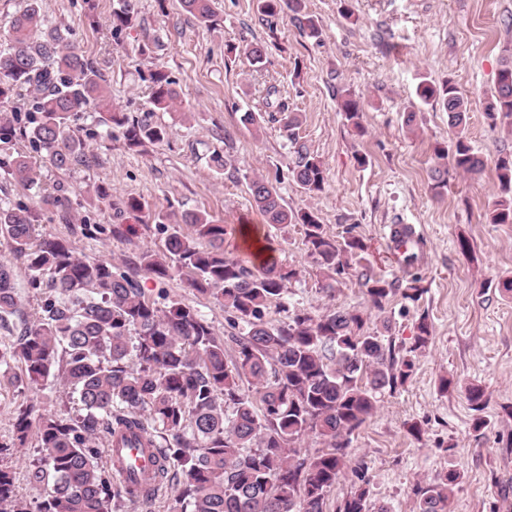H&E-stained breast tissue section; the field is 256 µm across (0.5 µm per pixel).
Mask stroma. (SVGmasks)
Returning a JSON list of instances; mask_svg holds the SVG:
<instances>
[{
    "mask_svg": "<svg viewBox=\"0 0 512 512\" xmlns=\"http://www.w3.org/2000/svg\"><path fill=\"white\" fill-rule=\"evenodd\" d=\"M118 0H43V12L66 29L72 43L91 59L106 81L116 111L149 116L167 129L166 138L138 151L123 139L97 136V115L78 113L73 127L87 130L86 162L67 171L51 167L27 138L12 139V152L26 155L37 180L24 184L0 176V202L22 201L35 213V238L67 240L81 256L121 265L145 249H161L166 234L147 214L127 213L135 197L167 215V225L202 211L233 228L224 248L247 263L239 225L250 224L268 236L276 259L299 270L288 287V303L314 309L329 306L366 309L356 276L337 284L333 297L317 285L300 225L264 224L251 206L247 175L276 178L285 203L316 212L334 236L352 234L368 247L377 274L394 277L399 265L387 240L391 224L414 225L423 240L417 271L425 292L418 302L393 295L372 321L388 317L396 344L410 345L415 321L428 313L433 343L419 355L410 382L384 394L380 407L355 435L352 464L365 465L371 506L390 512H416V484L456 469L463 480L448 512H512V293L499 288L512 279V224H490L485 212L498 192L493 166L512 153V118L490 121L484 98L493 88L500 62L512 54V0H351L352 17H343L340 0H306L321 28L319 37L302 32L289 14L274 25L261 22L255 0H215L216 20L201 26L179 0H133L136 24L112 35V11ZM162 43L161 51L140 54L139 46ZM255 42L268 46L260 70L244 55L226 53V45ZM163 70L180 94L174 111H151L150 75ZM453 79L469 102L467 135L485 159L482 174L449 172L448 186L435 192L428 177L436 163L433 149L448 141V114L441 106L418 103L421 77ZM346 85L363 107L365 135L348 126L339 109L334 82ZM277 86L290 109L303 115L298 134L322 161L327 185L307 196L288 176L289 144L276 112L265 111L266 86ZM414 107L415 133L403 126V112ZM261 113V124L244 126L242 112ZM220 152L223 169L210 156ZM365 163H358V155ZM65 187L72 201L69 221L42 203L43 195ZM99 186L109 197L98 202L83 190ZM471 246L462 253L459 238ZM0 262L12 266L20 287L14 327L42 314L43 295L26 289L27 262L8 239L0 237ZM146 298L172 300L196 308L220 339L231 329L223 306L180 279L161 280L142 273ZM453 379L448 393L440 377ZM482 387L486 425L472 428L469 387ZM40 402L44 413L79 415L80 403L63 385L46 389L0 386V442L12 446L4 462L16 477L17 495L29 512L41 502L42 487L28 472L41 456L36 436L14 447L13 423L20 410ZM421 425L412 436L411 423Z\"/></svg>",
    "mask_w": 512,
    "mask_h": 512,
    "instance_id": "stroma-1",
    "label": "stroma"
}]
</instances>
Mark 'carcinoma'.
I'll use <instances>...</instances> for the list:
<instances>
[{"mask_svg":"<svg viewBox=\"0 0 512 512\" xmlns=\"http://www.w3.org/2000/svg\"><path fill=\"white\" fill-rule=\"evenodd\" d=\"M198 22H215L214 0H181ZM266 22L284 11L299 28L320 35L304 0H257ZM132 0L113 12L114 34L133 26ZM11 47L0 54V142L20 131L57 170H68L84 156L85 141L72 116L91 108L106 135L121 134L129 150L160 142L166 127L112 111L104 79L61 29L48 24L42 0H24L9 29ZM152 110H168L179 94L167 74H151ZM35 90L27 119L18 128L16 113L4 107L19 90ZM347 125L364 132L362 108L352 92L335 86ZM424 104L448 112L452 138L434 147L440 163L431 169L432 188L448 186V168L463 174L484 171V159L467 136L469 108L451 79L426 78L416 88ZM264 107L282 114L291 144L288 172L304 193L325 190L321 160L296 137L301 115L288 111L275 86L265 89ZM491 121L512 116V57L501 61L494 88L485 97ZM9 178L34 182L23 156L0 158ZM495 174L501 194L486 213L490 224H512V156L500 157ZM253 207L272 226L299 224L316 268L319 289L332 295L336 284L359 271V284L370 306L384 311L401 293L415 303L425 289L412 272L416 257L401 265L402 276L388 280L373 270L362 239L331 236L311 209L288 208L276 185L261 174L245 177ZM185 233L173 228L163 251L146 250L133 267L81 257L60 238H33L34 213L22 202L0 204V236L27 261L26 287L47 288L51 295L43 317L0 347V383L21 379L33 386L60 382L79 395L84 414L60 419L31 404L19 412L14 428L23 443L35 433L43 463L28 474L44 488L36 512H109L123 501L153 505L169 488H179L172 512H329L328 496L346 469L356 478L353 491L336 512H371L370 479L365 466L349 467L355 433L378 409L386 391L396 392L412 378L417 355L429 347L433 327L427 312L416 321L411 346L388 338L389 320L370 328L360 310L323 311L288 305L284 297L298 272L271 264L249 267L224 251L225 224L205 212L192 213ZM144 271L159 279L185 277L189 287L209 294L229 313L234 330L227 353L212 326L194 308L146 298L137 280ZM284 314L269 318L270 309ZM19 295L10 267L0 263V329L10 331ZM19 366L22 374L12 372ZM253 385L247 395L242 384ZM144 439L153 449L154 468L140 481L114 478L104 443L123 448L127 436ZM320 448H303L309 437ZM459 472L443 471L417 484V512H448V501L461 482ZM0 512H26L17 498L14 472L0 466Z\"/></svg>","mask_w":512,"mask_h":512,"instance_id":"obj_1","label":"carcinoma"}]
</instances>
